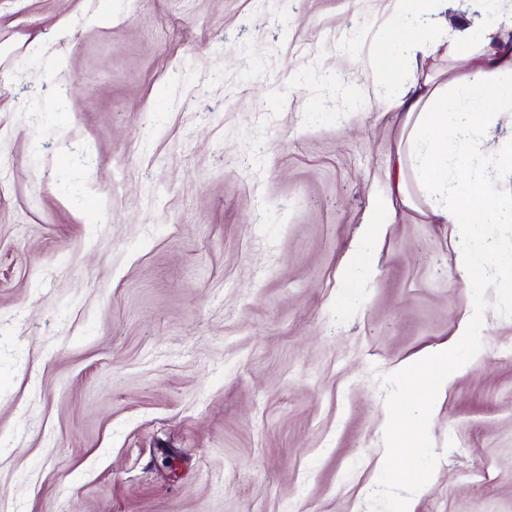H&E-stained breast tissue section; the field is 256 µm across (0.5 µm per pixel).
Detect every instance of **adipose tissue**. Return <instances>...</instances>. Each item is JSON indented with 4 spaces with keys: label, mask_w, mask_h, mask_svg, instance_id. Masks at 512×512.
<instances>
[{
    "label": "adipose tissue",
    "mask_w": 512,
    "mask_h": 512,
    "mask_svg": "<svg viewBox=\"0 0 512 512\" xmlns=\"http://www.w3.org/2000/svg\"><path fill=\"white\" fill-rule=\"evenodd\" d=\"M488 30L482 47L464 52V41L448 34V0H396L398 25L406 32L404 55L380 49L376 70L400 82L391 102L401 126L393 192L366 218L372 233L382 229L380 211L413 207L422 200L433 224H452L467 238L474 224H512V198L499 194L474 168L492 159L498 172L512 174V13H500L499 0H472ZM466 57L465 70L438 82L419 71V61ZM414 174L419 198H412L407 174Z\"/></svg>",
    "instance_id": "1"
}]
</instances>
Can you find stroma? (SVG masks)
I'll return each mask as SVG.
<instances>
[{"label": "stroma", "instance_id": "35a3bbf8", "mask_svg": "<svg viewBox=\"0 0 512 512\" xmlns=\"http://www.w3.org/2000/svg\"><path fill=\"white\" fill-rule=\"evenodd\" d=\"M393 9L0 0V512H369L382 378L473 309L455 225L361 231ZM481 340L413 512H512V318Z\"/></svg>", "mask_w": 512, "mask_h": 512}]
</instances>
